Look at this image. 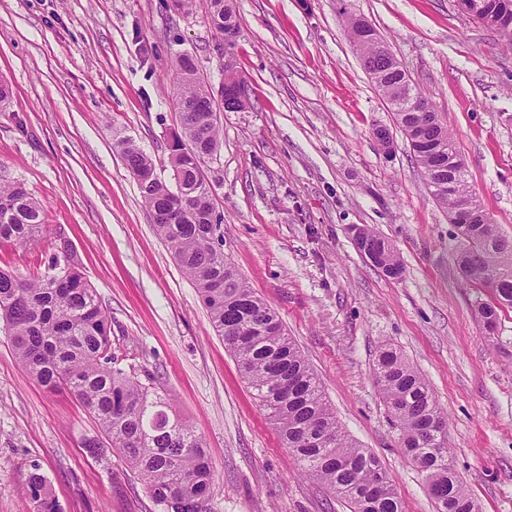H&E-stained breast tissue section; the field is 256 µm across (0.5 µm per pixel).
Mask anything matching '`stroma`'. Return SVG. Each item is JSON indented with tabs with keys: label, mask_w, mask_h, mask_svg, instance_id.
<instances>
[{
	"label": "stroma",
	"mask_w": 512,
	"mask_h": 512,
	"mask_svg": "<svg viewBox=\"0 0 512 512\" xmlns=\"http://www.w3.org/2000/svg\"><path fill=\"white\" fill-rule=\"evenodd\" d=\"M0 0V183H21L67 240L112 317L126 371L147 372L214 462L211 512H347L283 448L196 289L155 232L119 140L171 180L174 61L211 82L224 60L201 0ZM232 50L250 108L223 112L207 175L224 254L279 315L346 434L380 461L403 512H435L399 445L373 368L392 345L445 413L449 462L478 512H512V308L494 336L464 284L462 240L433 198L387 100L363 69L345 15L366 19L458 145L468 181L512 237V46L453 0H236ZM393 135L385 153L376 125ZM370 229L404 267L359 252ZM93 419L17 362L0 331V512H33L30 473L62 512H163L111 446L90 456ZM365 234L369 238L370 242L375 245L382 255L381 269L388 276L393 278H400L403 274V266L394 251L392 245L386 242L380 236L374 234L370 230H365Z\"/></svg>",
	"instance_id": "stroma-1"
}]
</instances>
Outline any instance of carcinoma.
<instances>
[{"label": "carcinoma", "mask_w": 512, "mask_h": 512, "mask_svg": "<svg viewBox=\"0 0 512 512\" xmlns=\"http://www.w3.org/2000/svg\"><path fill=\"white\" fill-rule=\"evenodd\" d=\"M207 23L219 55L235 45L239 33L234 0H207ZM368 59L393 118L410 139L423 173L438 172L442 185L431 190L449 209L457 195L476 197L465 166L448 187V156L460 158L455 139L432 104L412 86L403 67L380 55L374 41L352 39ZM173 84L179 109L174 152L169 154L174 183L155 175L152 159L129 140L119 143L126 168L137 181L149 212L162 211L154 223L182 272L197 288L211 323L233 353L239 371L254 391L282 446L303 471L343 500L350 512H402L401 501L379 460L342 430L321 383L285 330L268 325L278 314L226 260L222 249V215L201 164L223 143L217 89L200 77L186 53L177 57ZM417 102L419 112L408 111ZM382 255L381 269L399 278L403 266L392 245L367 230ZM39 201L21 184L0 185V241L32 246L51 237ZM460 235L472 246L458 262L465 280L489 287L494 302L478 309L491 328L499 308L512 306V238L490 218L468 224ZM0 328L10 337L19 363L49 392L65 389L97 421L126 466L136 471L150 496L165 512H204L198 500L211 493L214 464L202 436L169 414L166 388L144 374L119 367L112 352V317L97 299L69 250L53 245L44 269L21 275L0 269ZM374 376L407 456L425 476L436 512H476V505L448 461L444 413L424 379L392 347L379 350ZM433 422L436 428L426 429ZM27 495L34 512H54L57 501L44 475L31 473Z\"/></svg>", "instance_id": "cac0c4a2"}]
</instances>
